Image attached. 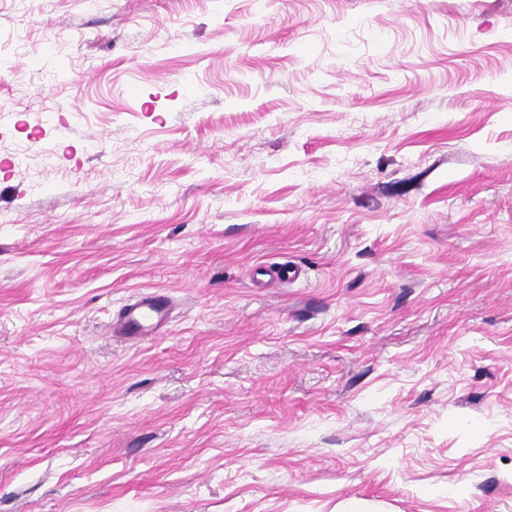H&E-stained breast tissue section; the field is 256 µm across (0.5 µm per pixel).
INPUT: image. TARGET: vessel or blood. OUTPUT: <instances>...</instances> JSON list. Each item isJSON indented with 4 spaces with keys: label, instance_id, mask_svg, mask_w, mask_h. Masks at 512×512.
I'll return each mask as SVG.
<instances>
[{
    "label": "vessel or blood",
    "instance_id": "b4317fda",
    "mask_svg": "<svg viewBox=\"0 0 512 512\" xmlns=\"http://www.w3.org/2000/svg\"><path fill=\"white\" fill-rule=\"evenodd\" d=\"M172 309L168 292L156 289L129 298L112 321L113 335L141 342L161 335Z\"/></svg>",
    "mask_w": 512,
    "mask_h": 512
}]
</instances>
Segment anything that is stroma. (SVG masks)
<instances>
[{
	"label": "stroma",
	"instance_id": "obj_1",
	"mask_svg": "<svg viewBox=\"0 0 512 512\" xmlns=\"http://www.w3.org/2000/svg\"><path fill=\"white\" fill-rule=\"evenodd\" d=\"M0 36V512H512V0ZM171 309V297L164 289L138 293L122 305L112 320V335L136 343L160 336Z\"/></svg>",
	"mask_w": 512,
	"mask_h": 512
}]
</instances>
